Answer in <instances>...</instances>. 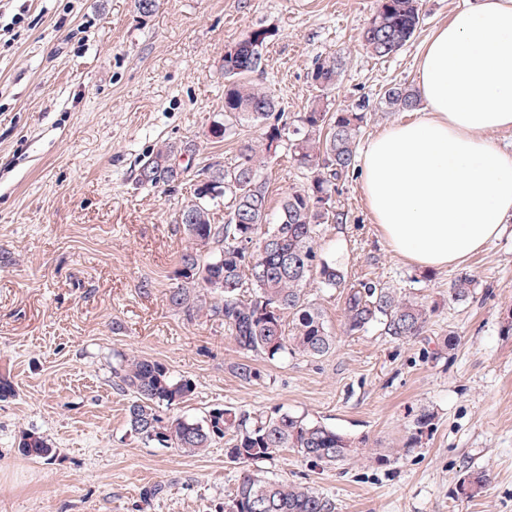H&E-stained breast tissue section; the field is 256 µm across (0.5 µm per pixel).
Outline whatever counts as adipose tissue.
Returning a JSON list of instances; mask_svg holds the SVG:
<instances>
[{
	"mask_svg": "<svg viewBox=\"0 0 512 512\" xmlns=\"http://www.w3.org/2000/svg\"><path fill=\"white\" fill-rule=\"evenodd\" d=\"M421 116L373 138L360 158L366 205L387 246L426 269L464 263L512 216V0H481L426 42Z\"/></svg>",
	"mask_w": 512,
	"mask_h": 512,
	"instance_id": "obj_1",
	"label": "adipose tissue"
}]
</instances>
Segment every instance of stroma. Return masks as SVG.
Returning <instances> with one entry per match:
<instances>
[{
    "label": "stroma",
    "mask_w": 512,
    "mask_h": 512,
    "mask_svg": "<svg viewBox=\"0 0 512 512\" xmlns=\"http://www.w3.org/2000/svg\"><path fill=\"white\" fill-rule=\"evenodd\" d=\"M478 0H426L414 37L377 60L358 41L377 0H0V512H222L239 468L223 444L186 455L130 434V392L112 366L139 355L192 378L196 392L170 415L203 419L231 407L288 411L336 429L359 453L344 465L283 450L259 462L268 476L313 487L335 512H512V218L461 268L423 269L393 253L368 211L358 170L333 194L343 215L315 249L346 284L372 279L434 303L424 333L396 341L372 327L346 333L344 293L309 281L305 292L336 338L320 358L270 362L241 351L222 322L188 321L168 296L187 245L176 218L193 192L136 183L139 162L163 142L189 141L196 162H234L238 127L207 138L224 118V53L251 30H275L258 76L288 117L308 111L318 57L344 63L331 110L367 103L358 149L414 112H386L392 85L416 86L425 41ZM263 177L278 211L304 172L280 152ZM476 273L452 302L459 270ZM457 336L446 348L445 337ZM247 363L258 372L235 373ZM432 424L422 437L421 414ZM35 431L51 457L20 454ZM398 445L400 457H383ZM485 472L484 496L458 495L466 470ZM160 486L153 497L146 489Z\"/></svg>",
    "instance_id": "stroma-1"
}]
</instances>
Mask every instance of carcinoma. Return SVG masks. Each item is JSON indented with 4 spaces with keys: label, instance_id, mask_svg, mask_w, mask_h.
<instances>
[{
    "label": "carcinoma",
    "instance_id": "carcinoma-1",
    "mask_svg": "<svg viewBox=\"0 0 512 512\" xmlns=\"http://www.w3.org/2000/svg\"><path fill=\"white\" fill-rule=\"evenodd\" d=\"M421 13L422 0H377L360 41L373 56L389 57L414 36ZM274 35L271 29H254L224 52V122L213 124L209 136L224 139L242 121L261 123L262 132L255 140L241 142L234 164L208 165L195 173L193 199L176 219L190 246L181 254L177 276L182 283L170 291L169 302L191 321L206 317L224 322V333L243 352L283 361L296 355L319 358L335 345L322 312L307 301L304 289L313 274L324 288L344 287L342 270L318 257L315 243L322 225L341 220L333 190L353 167L366 113L362 105L356 111L332 112L328 102L316 98L309 111L288 121L274 97L252 79ZM342 73L341 60L326 56L315 62L311 79L326 89L336 85ZM418 104L417 91L403 85L385 89L379 102L391 111L412 110ZM283 149L306 172V182L288 191L272 223L261 173ZM195 152L189 142L162 144L139 166L137 183L174 185L187 176V169L174 167L176 157ZM221 198L227 200V214L219 224L213 206ZM476 285L474 274L462 272L453 280L449 296L463 301ZM432 312L423 298L368 279L347 288L344 298L350 333L378 326L393 339H411L424 332ZM112 377L133 394L127 425L141 440L188 455L224 441L226 458L241 466L224 512H332L333 504L314 488L274 480L252 465L285 448L296 450L308 462L336 465L357 454L350 438L279 410L251 415L231 407L215 408L201 421L166 416L162 408L192 399L195 383L145 357H121L112 367ZM18 448L33 458L51 453L47 439L37 432L23 434ZM486 483L483 472L469 471L460 482V494L478 497Z\"/></svg>",
    "mask_w": 512,
    "mask_h": 512
}]
</instances>
